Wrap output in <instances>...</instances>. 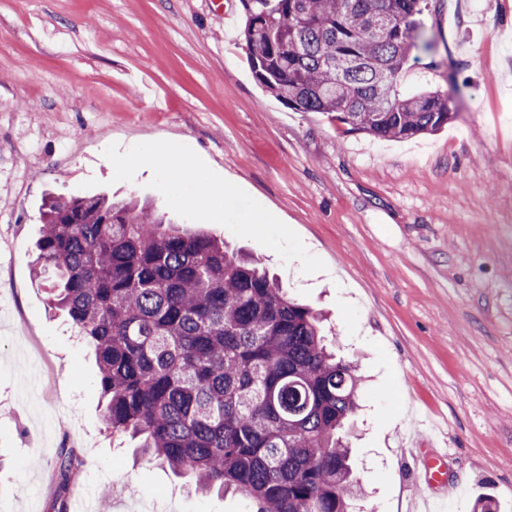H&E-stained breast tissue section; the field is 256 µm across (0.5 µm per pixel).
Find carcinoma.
Instances as JSON below:
<instances>
[{
	"label": "carcinoma",
	"mask_w": 512,
	"mask_h": 512,
	"mask_svg": "<svg viewBox=\"0 0 512 512\" xmlns=\"http://www.w3.org/2000/svg\"><path fill=\"white\" fill-rule=\"evenodd\" d=\"M242 2L255 77L288 108L379 140L457 118L435 91H398L409 54L433 47L419 20L429 0ZM41 220L49 302L94 346L112 435L140 438L147 462L202 493L240 495L244 512H354L361 375L320 313L258 259L135 201L53 198ZM84 467L60 448L64 481Z\"/></svg>",
	"instance_id": "obj_1"
}]
</instances>
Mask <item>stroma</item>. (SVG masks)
Returning a JSON list of instances; mask_svg holds the SVG:
<instances>
[{
    "label": "stroma",
    "mask_w": 512,
    "mask_h": 512,
    "mask_svg": "<svg viewBox=\"0 0 512 512\" xmlns=\"http://www.w3.org/2000/svg\"><path fill=\"white\" fill-rule=\"evenodd\" d=\"M223 2L0 0V512H79L107 485L109 512L244 508L108 431L94 351L34 266L44 199L78 192L156 204L326 314L364 377L363 512H416L417 460L438 455L440 512H512V0H432L433 49L399 90L458 117L402 140L289 110L253 76L242 0ZM64 445L86 462L70 488Z\"/></svg>",
    "instance_id": "1"
}]
</instances>
